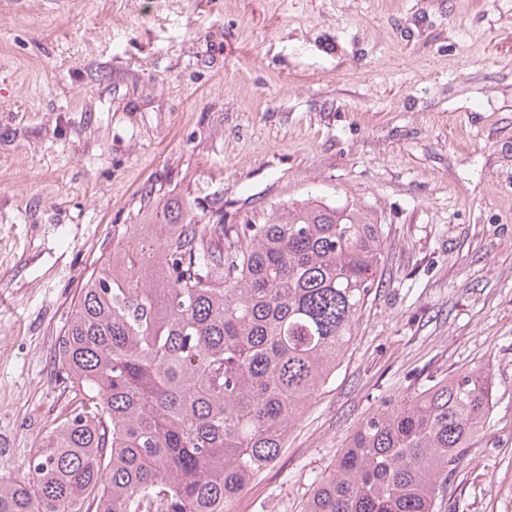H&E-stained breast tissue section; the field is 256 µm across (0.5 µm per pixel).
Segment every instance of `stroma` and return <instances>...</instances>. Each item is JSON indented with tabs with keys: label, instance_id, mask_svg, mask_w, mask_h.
Segmentation results:
<instances>
[{
	"label": "stroma",
	"instance_id": "1",
	"mask_svg": "<svg viewBox=\"0 0 512 512\" xmlns=\"http://www.w3.org/2000/svg\"><path fill=\"white\" fill-rule=\"evenodd\" d=\"M316 199L384 224L380 283L230 512H302L364 417L480 364L438 512H512V0H0V481L76 402L58 338L126 228Z\"/></svg>",
	"mask_w": 512,
	"mask_h": 512
}]
</instances>
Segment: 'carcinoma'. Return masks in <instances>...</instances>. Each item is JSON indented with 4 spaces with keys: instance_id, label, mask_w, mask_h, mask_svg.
<instances>
[{
    "instance_id": "cac0c4a2",
    "label": "carcinoma",
    "mask_w": 512,
    "mask_h": 512,
    "mask_svg": "<svg viewBox=\"0 0 512 512\" xmlns=\"http://www.w3.org/2000/svg\"><path fill=\"white\" fill-rule=\"evenodd\" d=\"M58 342L78 404L0 481V512H229L336 373L377 283L385 225L354 205L135 224ZM474 366L364 418L305 512H434L489 422Z\"/></svg>"
}]
</instances>
